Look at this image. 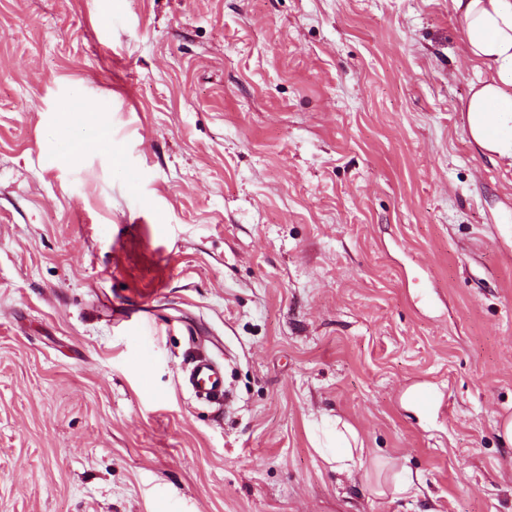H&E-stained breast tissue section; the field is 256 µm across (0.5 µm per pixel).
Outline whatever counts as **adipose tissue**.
<instances>
[{"label": "adipose tissue", "instance_id": "1", "mask_svg": "<svg viewBox=\"0 0 512 512\" xmlns=\"http://www.w3.org/2000/svg\"><path fill=\"white\" fill-rule=\"evenodd\" d=\"M466 57L489 76L472 88L464 105L468 134L489 152L512 158V0H451ZM356 429L336 424L335 452L326 454L336 471L353 475L363 451Z\"/></svg>", "mask_w": 512, "mask_h": 512}]
</instances>
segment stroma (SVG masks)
Returning <instances> with one entry per match:
<instances>
[{
	"label": "stroma",
	"instance_id": "stroma-1",
	"mask_svg": "<svg viewBox=\"0 0 512 512\" xmlns=\"http://www.w3.org/2000/svg\"><path fill=\"white\" fill-rule=\"evenodd\" d=\"M487 76L450 0H0V512H512ZM80 110L114 158L58 163ZM202 353L230 408L184 387ZM358 433L356 429L336 417V452L323 453L322 457L328 464H336V471L351 477L357 471V461L361 458L364 448H357Z\"/></svg>",
	"mask_w": 512,
	"mask_h": 512
}]
</instances>
